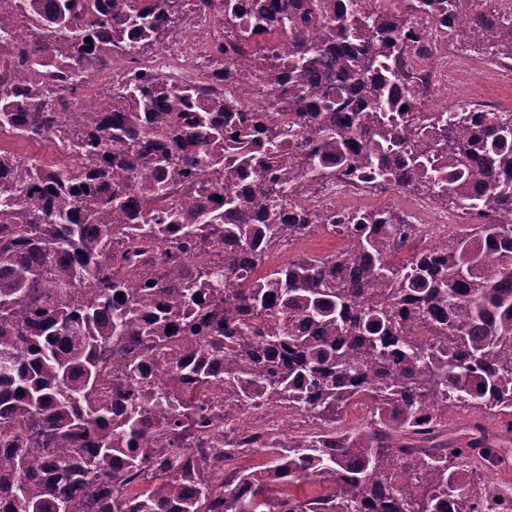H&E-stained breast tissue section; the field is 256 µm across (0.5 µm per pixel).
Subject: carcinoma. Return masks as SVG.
Instances as JSON below:
<instances>
[{
	"label": "carcinoma",
	"instance_id": "1",
	"mask_svg": "<svg viewBox=\"0 0 512 512\" xmlns=\"http://www.w3.org/2000/svg\"><path fill=\"white\" fill-rule=\"evenodd\" d=\"M193 0H0L27 35L0 55V133L53 141L64 170L0 148V512H489L512 489V121L482 108L420 112L410 28L424 15L465 50L512 61V22L482 0H206L221 27L211 79L132 73L75 123L54 97L113 54L177 43ZM237 54L264 100L224 98ZM288 115V126L280 116ZM258 181V195L240 186ZM356 179L431 195L463 234L429 251L392 210L288 212L307 186ZM320 232L341 248L268 266ZM124 296H118V293ZM121 375L104 395V351ZM173 358L166 382L150 361ZM224 416L294 409L326 424L280 431L262 469L212 481L207 455L158 447ZM469 422L448 429V400ZM494 417L490 430L485 418ZM150 475L112 498V486ZM317 483L301 499L293 489Z\"/></svg>",
	"mask_w": 512,
	"mask_h": 512
}]
</instances>
